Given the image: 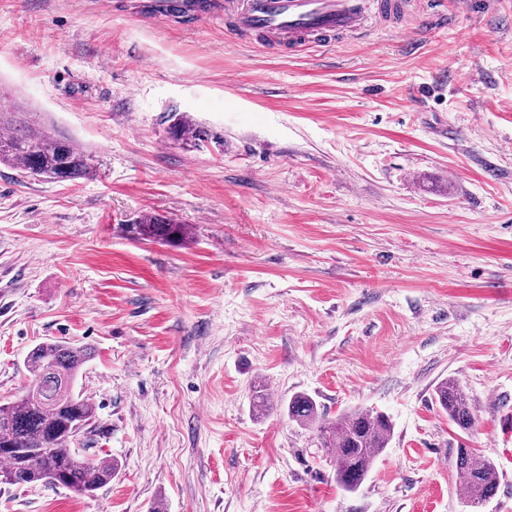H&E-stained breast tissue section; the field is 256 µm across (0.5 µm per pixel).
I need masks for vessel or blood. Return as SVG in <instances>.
I'll return each mask as SVG.
<instances>
[{
    "label": "vessel or blood",
    "mask_w": 512,
    "mask_h": 512,
    "mask_svg": "<svg viewBox=\"0 0 512 512\" xmlns=\"http://www.w3.org/2000/svg\"><path fill=\"white\" fill-rule=\"evenodd\" d=\"M218 6L237 35L288 49L330 47L336 37L363 34L370 17V0H177L183 13Z\"/></svg>",
    "instance_id": "obj_1"
}]
</instances>
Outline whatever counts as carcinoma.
<instances>
[{
	"label": "carcinoma",
	"instance_id": "carcinoma-1",
	"mask_svg": "<svg viewBox=\"0 0 512 512\" xmlns=\"http://www.w3.org/2000/svg\"><path fill=\"white\" fill-rule=\"evenodd\" d=\"M167 133L175 141L197 137L185 116L173 113ZM0 164L34 177L70 181L94 172L92 157L61 132L40 131L21 112L0 113ZM136 238L172 243L188 235L189 227L155 213L126 225ZM89 354L82 347L52 341L35 345L25 364L33 394L0 404V476L10 485L43 483L91 496L112 481L116 466L110 458H90L68 438L75 425L94 423V406L74 393V382ZM436 402L462 430L474 424L469 400L460 384L445 379L436 387ZM288 416L301 425L317 427L323 447L335 451L336 484L357 491L393 432L389 418L374 409H355L327 419L309 395L288 401ZM464 503L470 507L495 496L498 483L492 459L476 448H458L454 462Z\"/></svg>",
	"mask_w": 512,
	"mask_h": 512
}]
</instances>
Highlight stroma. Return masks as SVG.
Masks as SVG:
<instances>
[{
    "mask_svg": "<svg viewBox=\"0 0 512 512\" xmlns=\"http://www.w3.org/2000/svg\"><path fill=\"white\" fill-rule=\"evenodd\" d=\"M154 2L0 0V97L97 167L0 165V401L36 344L87 348L80 445L119 468L91 497L2 484L0 512H470L462 446L496 463L481 512H512V0H403L292 54ZM146 212L189 236L132 239ZM299 393L390 417L358 491L289 419ZM173 114L167 120L170 122L168 125L167 133L169 137L174 141H190L192 139L196 140L197 132L196 129L192 126V123L186 119L183 114H179L176 112H172ZM436 402L448 414V419L461 430L474 424L469 400L460 384L454 379L442 380L436 387Z\"/></svg>",
    "mask_w": 512,
    "mask_h": 512,
    "instance_id": "stroma-1",
    "label": "stroma"
}]
</instances>
